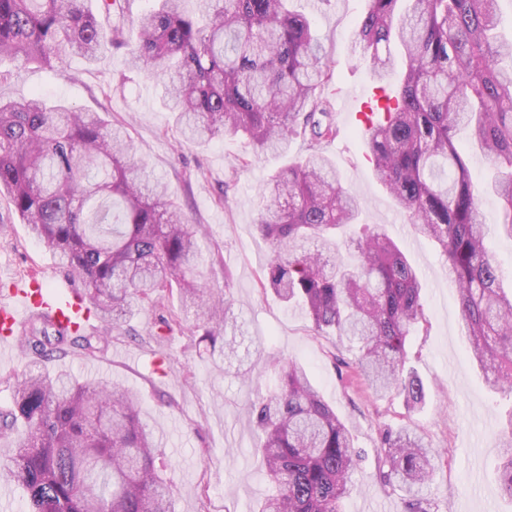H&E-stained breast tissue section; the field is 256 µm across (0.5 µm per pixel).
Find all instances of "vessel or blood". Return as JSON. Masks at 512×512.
Returning a JSON list of instances; mask_svg holds the SVG:
<instances>
[{
  "mask_svg": "<svg viewBox=\"0 0 512 512\" xmlns=\"http://www.w3.org/2000/svg\"><path fill=\"white\" fill-rule=\"evenodd\" d=\"M90 316L83 296L69 281L17 280L0 290V351L14 347L33 318H44L55 328L80 335L89 328Z\"/></svg>",
  "mask_w": 512,
  "mask_h": 512,
  "instance_id": "vessel-or-blood-1",
  "label": "vessel or blood"
}]
</instances>
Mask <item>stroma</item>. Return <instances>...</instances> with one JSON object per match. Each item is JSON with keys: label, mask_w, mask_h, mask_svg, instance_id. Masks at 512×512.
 Wrapping results in <instances>:
<instances>
[{"label": "stroma", "mask_w": 512, "mask_h": 512, "mask_svg": "<svg viewBox=\"0 0 512 512\" xmlns=\"http://www.w3.org/2000/svg\"><path fill=\"white\" fill-rule=\"evenodd\" d=\"M290 7L310 15L335 73L332 112L341 133L321 150L335 163L342 186L359 199L360 226L384 227L424 288V317L407 347V366L422 378L426 392L416 411L406 409L402 396H375L355 374L354 352L336 337L315 334L299 308L286 307L261 288L270 247L255 228L260 186L306 155L301 140H293L288 153L264 154L236 170L238 158L250 156L244 140L227 137L203 147L182 143L163 105L165 78H145L130 67L124 50L109 44L92 67L74 55L64 56L57 71L1 62L8 79L0 83V95L21 98L36 91L126 127L136 160L167 184L199 232L201 282L229 289L245 313L258 358L302 364L350 429L357 466L344 512H404L399 493L377 477L380 433L401 425L417 429L443 451L427 492L434 512H512L498 475V439L512 421V396L491 390L470 359L456 290L438 247L408 226L406 214L376 180L358 138L355 114L376 93L369 59L351 51L366 0H291ZM480 210L489 252L504 288L511 289L512 239L498 230V198L483 194ZM33 271L49 280L68 276L0 193V276ZM167 318L172 328L164 327ZM201 335L194 318L184 316L172 299L135 311L97 350L85 353L75 345L46 366L120 382L140 393L142 419L154 431L174 480V512H253L269 489L250 406L273 385L275 374L267 369L259 380L243 383L222 357L206 354Z\"/></svg>", "instance_id": "1"}]
</instances>
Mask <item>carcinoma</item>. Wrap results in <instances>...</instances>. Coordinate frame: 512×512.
Wrapping results in <instances>:
<instances>
[{"label":"carcinoma","mask_w":512,"mask_h":512,"mask_svg":"<svg viewBox=\"0 0 512 512\" xmlns=\"http://www.w3.org/2000/svg\"><path fill=\"white\" fill-rule=\"evenodd\" d=\"M182 2L159 0L137 19L130 43L121 28H101L89 0H0V60L54 70L64 54L95 62L108 42L127 48L136 68L168 79L166 105L184 142L241 137L259 155L305 141L308 154L260 193L255 226L272 249L261 286L302 304L317 334L356 345L357 368L375 394L395 391L418 409L425 387L405 362L424 314L423 286L383 228L341 239L360 203L320 151L340 128L334 72L311 21L288 0H198L194 14ZM498 3L368 0L352 52L370 58L384 82L395 71L392 46L401 49L400 83L360 141L378 182L440 249L471 357L491 387L512 394V292L500 287L480 211L482 193L495 194L500 231L512 238V40L498 33ZM462 129L497 169L483 187L455 146ZM2 189L31 235L82 282L102 332L140 305L163 304L177 287L211 352L226 361L249 354L253 340L233 297L197 279L196 231L135 161L125 128L38 94L0 98ZM79 341L93 348L90 336L36 320L22 348L42 358ZM275 368L277 385L251 407L273 488L257 512H343L356 465L351 434L304 366ZM141 413L130 387L35 363L0 415V438L15 443L0 452V480L26 490V512H173L172 483ZM380 444L379 480L403 493L408 512H431L423 490L441 450L408 427L384 430ZM501 448V489L512 499V419Z\"/></svg>","instance_id":"obj_1"}]
</instances>
